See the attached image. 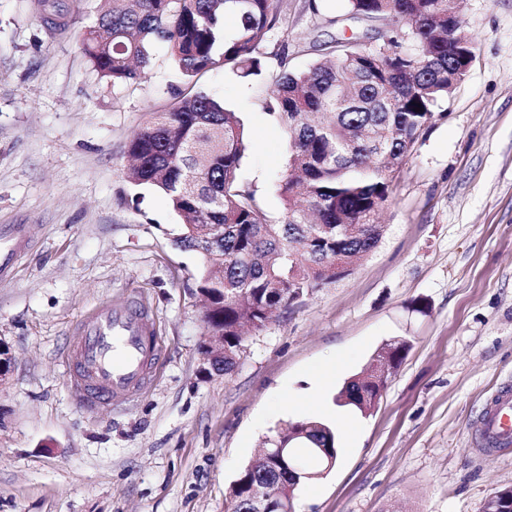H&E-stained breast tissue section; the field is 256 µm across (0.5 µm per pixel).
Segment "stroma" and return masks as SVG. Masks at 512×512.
I'll return each mask as SVG.
<instances>
[{
  "mask_svg": "<svg viewBox=\"0 0 512 512\" xmlns=\"http://www.w3.org/2000/svg\"><path fill=\"white\" fill-rule=\"evenodd\" d=\"M34 2L0 0V225H28L34 240L0 282V341L14 356L0 383V512H232L229 488L264 441L321 418L307 401L315 371L336 368L334 403L397 338L405 359L371 412L331 417L336 462L299 488L295 512H483L512 488V451L477 449L484 402L512 382V0H460L474 58L396 173L378 247L209 378L200 257L174 245L167 200L125 176L129 140L184 79L158 46L137 86L113 90L74 38L100 0H59L71 21L61 36ZM279 8L255 81L218 66L197 82L241 118V181L275 215L288 161L268 113L275 79L368 28L348 20L346 0ZM137 298L160 366L131 401L85 406L65 371L78 324L96 304ZM419 299L427 313L411 311Z\"/></svg>",
  "mask_w": 512,
  "mask_h": 512,
  "instance_id": "obj_1",
  "label": "stroma"
}]
</instances>
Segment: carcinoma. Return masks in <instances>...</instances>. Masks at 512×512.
<instances>
[{
  "label": "carcinoma",
  "mask_w": 512,
  "mask_h": 512,
  "mask_svg": "<svg viewBox=\"0 0 512 512\" xmlns=\"http://www.w3.org/2000/svg\"><path fill=\"white\" fill-rule=\"evenodd\" d=\"M101 2L80 49L114 89L140 80L156 44L166 46L188 82L219 64L246 81L258 74L261 47L278 23L279 0ZM38 6L49 29L69 31L54 0ZM347 9L370 24L378 43L340 37L309 68L276 81L272 115L290 147L279 218L238 178L245 150L239 118L205 91L178 90L175 105L127 146L129 182L163 194L179 217L177 247L197 250L194 225H215L214 245L199 253L201 292L213 304L205 323L224 333V350L234 355L243 342L242 321L263 330L294 296L309 293L316 268L378 246L384 226L374 216L390 200L391 173L468 72L465 50L472 41L456 0H347ZM382 388L358 376L336 402L368 413ZM290 428L298 432L286 445L293 470L273 453L284 436L267 438L264 462L248 464L231 486L237 512L248 510L257 487L266 489L270 512H279L300 485L326 470L322 449H337L335 428L316 419Z\"/></svg>",
  "instance_id": "carcinoma-1"
}]
</instances>
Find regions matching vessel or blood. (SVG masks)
I'll use <instances>...</instances> for the list:
<instances>
[{
    "label": "vessel or blood",
    "mask_w": 512,
    "mask_h": 512,
    "mask_svg": "<svg viewBox=\"0 0 512 512\" xmlns=\"http://www.w3.org/2000/svg\"><path fill=\"white\" fill-rule=\"evenodd\" d=\"M30 244L26 225L0 226V280ZM153 322L144 303L115 307L102 303L81 321L79 340L67 358L69 384L81 395L124 401L147 383L161 351L152 340ZM484 450L512 447V386L503 385L486 401L481 418Z\"/></svg>",
    "instance_id": "obj_1"
}]
</instances>
